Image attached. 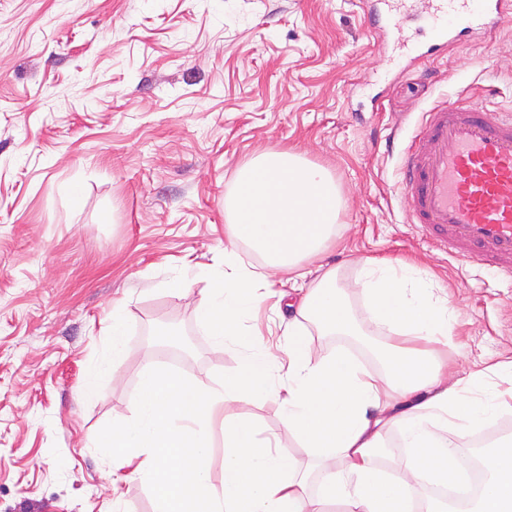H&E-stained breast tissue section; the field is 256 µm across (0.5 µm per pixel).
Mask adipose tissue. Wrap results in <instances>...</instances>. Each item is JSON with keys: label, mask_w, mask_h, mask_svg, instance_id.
<instances>
[{"label": "adipose tissue", "mask_w": 512, "mask_h": 512, "mask_svg": "<svg viewBox=\"0 0 512 512\" xmlns=\"http://www.w3.org/2000/svg\"><path fill=\"white\" fill-rule=\"evenodd\" d=\"M341 198L328 169L307 163L289 150L268 151L243 163L224 195V210L237 241L248 244L266 265L301 277L304 260L317 257L335 239ZM223 277L203 308L215 345L236 342L262 297L264 277L245 266L235 248L224 251ZM372 321L388 328L378 355L379 370L368 371L343 356L313 354L307 328L320 336H353V313L338 284L337 270L320 268L308 288L286 308L288 342L280 353L257 343L242 355L238 372L216 386L190 383L161 365L142 374L139 400L128 415L89 439L112 454V479H137L151 492L154 512H241L242 476H249L251 512H399L400 498H422L430 485L462 480L460 443L502 410V394L486 385L483 373L458 378L438 345L448 336L454 312L434 298L413 265L366 259L357 280ZM125 317L112 311V348L84 378L93 394L111 359L124 357ZM281 386H274L278 375ZM267 390L281 407L282 422L318 466L316 480L287 463L270 439L236 404ZM206 407L192 414L187 399ZM224 433V480L214 484L184 455L212 453L213 433ZM406 453L393 474L378 465L389 435ZM488 484L467 512H512V439L492 444Z\"/></svg>", "instance_id": "obj_1"}]
</instances>
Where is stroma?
I'll list each match as a JSON object with an SVG mask.
<instances>
[{
  "label": "stroma",
  "instance_id": "stroma-1",
  "mask_svg": "<svg viewBox=\"0 0 512 512\" xmlns=\"http://www.w3.org/2000/svg\"><path fill=\"white\" fill-rule=\"evenodd\" d=\"M468 97L512 112V25L412 62L358 0H0V512H113L88 437L135 408L142 369L238 370L250 327L218 347L201 313L234 238L224 195L264 151L332 173L341 236L305 267H338L373 340L353 284L400 258L449 298L460 375L511 359L512 283L422 239L397 191L424 112ZM116 304L130 356L87 397ZM237 410L313 469L274 398Z\"/></svg>",
  "mask_w": 512,
  "mask_h": 512
}]
</instances>
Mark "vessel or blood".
<instances>
[{
	"label": "vessel or blood",
	"mask_w": 512,
	"mask_h": 512,
	"mask_svg": "<svg viewBox=\"0 0 512 512\" xmlns=\"http://www.w3.org/2000/svg\"><path fill=\"white\" fill-rule=\"evenodd\" d=\"M371 30L400 29L426 11L430 41L409 44L437 56L477 33L512 22V0H370ZM399 191L411 223L440 250L512 281V113L472 101L426 112L408 145Z\"/></svg>",
	"instance_id": "vessel-or-blood-1"
}]
</instances>
